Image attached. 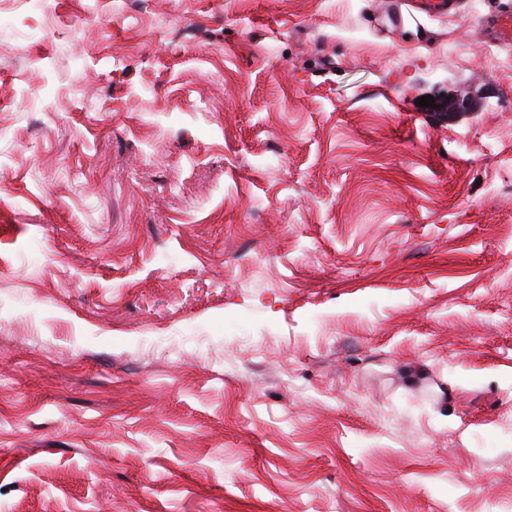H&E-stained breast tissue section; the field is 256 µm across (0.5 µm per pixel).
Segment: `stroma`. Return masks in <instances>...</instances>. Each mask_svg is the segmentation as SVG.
Segmentation results:
<instances>
[{
  "instance_id": "1",
  "label": "stroma",
  "mask_w": 512,
  "mask_h": 512,
  "mask_svg": "<svg viewBox=\"0 0 512 512\" xmlns=\"http://www.w3.org/2000/svg\"><path fill=\"white\" fill-rule=\"evenodd\" d=\"M421 2L0 26V512H512V48Z\"/></svg>"
}]
</instances>
